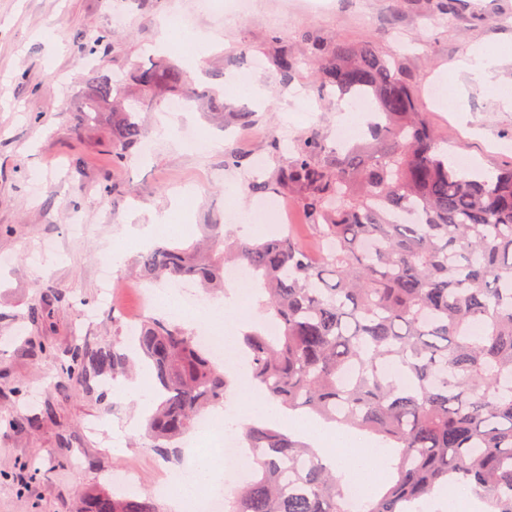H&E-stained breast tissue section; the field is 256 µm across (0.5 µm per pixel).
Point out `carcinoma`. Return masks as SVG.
Masks as SVG:
<instances>
[{
	"instance_id": "carcinoma-1",
	"label": "carcinoma",
	"mask_w": 512,
	"mask_h": 512,
	"mask_svg": "<svg viewBox=\"0 0 512 512\" xmlns=\"http://www.w3.org/2000/svg\"><path fill=\"white\" fill-rule=\"evenodd\" d=\"M186 80L169 63L142 68L136 97L114 112L130 91L94 67L84 117L109 112L108 146L124 163L143 138L139 104ZM319 88L369 97L380 112L369 138L344 152L316 132L299 137L279 174L303 195L307 225L326 246L321 259L290 233L207 253L159 245L142 254L139 277L183 278L211 292L224 286L228 264L252 273L274 330L241 337L251 383L281 410L393 449V480L365 499L364 512H408L448 486L469 490L483 512H512V168L490 174L454 160L407 81L369 42L335 39ZM132 339L158 399L147 433L166 460L201 412L224 404L229 373L162 317L144 318ZM130 364L118 335L110 348L77 349L64 371L79 380ZM242 434L260 453L224 512H346V475L310 444L267 421ZM79 500L80 512H158L149 498L108 489Z\"/></svg>"
}]
</instances>
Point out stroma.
Here are the masks:
<instances>
[{
    "instance_id": "obj_1",
    "label": "stroma",
    "mask_w": 512,
    "mask_h": 512,
    "mask_svg": "<svg viewBox=\"0 0 512 512\" xmlns=\"http://www.w3.org/2000/svg\"><path fill=\"white\" fill-rule=\"evenodd\" d=\"M191 0H0V512H74L79 491L116 488L124 470L138 475L136 494L155 499L160 512H175L160 489L183 462L187 448L162 460L146 433L148 388L127 392L117 380H68L62 368L72 349L90 342L108 346L116 333L111 309L100 301L99 265L112 255L120 264L114 301L140 308L132 273L142 253L126 239L128 226L145 227L152 215L172 213L178 233L157 231L154 243L207 247L208 225L224 227L227 241L268 236L267 224H240L232 207L248 192L253 158L264 160L263 179L274 182L290 152L271 155L268 141L281 126L296 135L316 132L335 144L347 140L334 97L322 94L313 42L333 37L376 44L393 61L430 123L459 154L486 168L512 166V0H257L251 16L225 15L221 0L195 8L194 40L205 51L198 66L187 54L161 50V21L175 4ZM124 24L113 22L116 11ZM106 34L99 52L108 71L133 81L138 68L166 56L186 71L195 93L181 112L161 93L158 107L140 112L152 148L115 166L104 126L85 121L79 107L92 58L94 35ZM252 48L241 56L240 46ZM492 54L489 77L460 73L468 50ZM296 62L290 81L275 67L282 53ZM264 67L253 68L252 57ZM458 71L463 111L448 103L450 71ZM257 80L263 101L239 98L227 77ZM443 90L430 99L432 86ZM223 106L224 121L212 117ZM250 112L256 123L237 121ZM235 150L242 167L228 168ZM83 165L70 166L73 156ZM42 310L41 321L29 317ZM27 419L25 428L12 424ZM111 418V435H91L89 421Z\"/></svg>"
}]
</instances>
